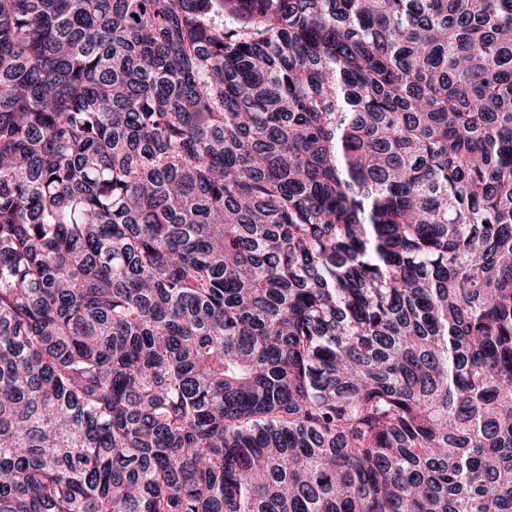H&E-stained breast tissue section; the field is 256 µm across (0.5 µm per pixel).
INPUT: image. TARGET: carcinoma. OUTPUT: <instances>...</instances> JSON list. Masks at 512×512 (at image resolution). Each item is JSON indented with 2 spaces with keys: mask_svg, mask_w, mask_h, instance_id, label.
I'll list each match as a JSON object with an SVG mask.
<instances>
[{
  "mask_svg": "<svg viewBox=\"0 0 512 512\" xmlns=\"http://www.w3.org/2000/svg\"><path fill=\"white\" fill-rule=\"evenodd\" d=\"M0 512H512V0H0Z\"/></svg>",
  "mask_w": 512,
  "mask_h": 512,
  "instance_id": "cac0c4a2",
  "label": "carcinoma"
}]
</instances>
